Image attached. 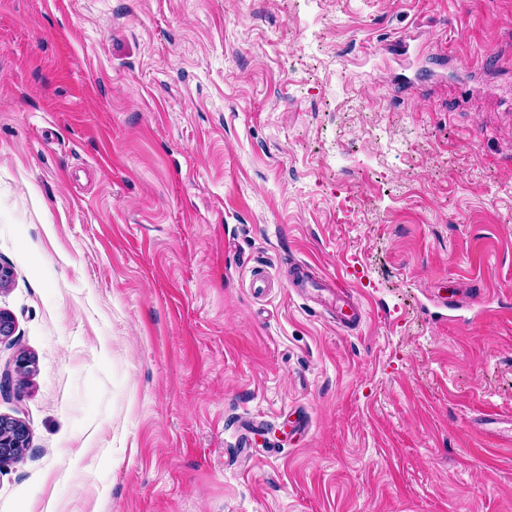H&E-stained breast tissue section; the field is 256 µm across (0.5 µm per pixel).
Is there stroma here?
Returning a JSON list of instances; mask_svg holds the SVG:
<instances>
[{
	"label": "stroma",
	"mask_w": 512,
	"mask_h": 512,
	"mask_svg": "<svg viewBox=\"0 0 512 512\" xmlns=\"http://www.w3.org/2000/svg\"><path fill=\"white\" fill-rule=\"evenodd\" d=\"M0 265V512H512V0H0ZM292 283L294 288L301 291L314 290L321 296L326 293L324 300L331 306L336 324L343 330L355 329L362 318V308L359 299L345 286L343 280L336 277L325 280L313 279L309 266L304 262L293 264ZM477 430L499 441L512 442V417L495 413H485L476 423ZM29 434L22 422L0 415V463L19 456L26 449Z\"/></svg>",
	"instance_id": "obj_1"
}]
</instances>
